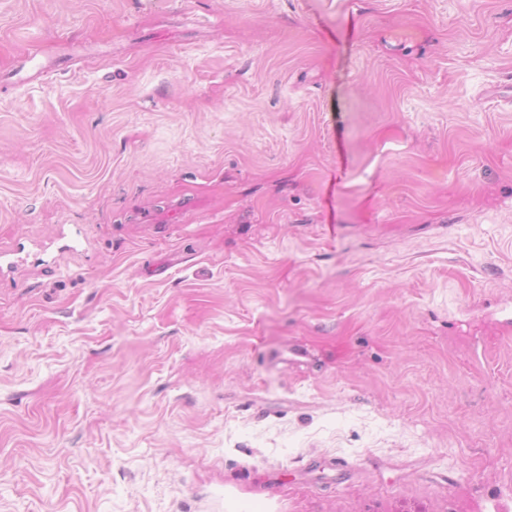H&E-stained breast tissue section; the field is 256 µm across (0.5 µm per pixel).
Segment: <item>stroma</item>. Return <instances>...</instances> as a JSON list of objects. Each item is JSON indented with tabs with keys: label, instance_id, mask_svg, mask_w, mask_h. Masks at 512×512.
I'll list each match as a JSON object with an SVG mask.
<instances>
[{
	"label": "stroma",
	"instance_id": "35a3bbf8",
	"mask_svg": "<svg viewBox=\"0 0 512 512\" xmlns=\"http://www.w3.org/2000/svg\"><path fill=\"white\" fill-rule=\"evenodd\" d=\"M20 247L0 512H512V0H0Z\"/></svg>",
	"mask_w": 512,
	"mask_h": 512
}]
</instances>
